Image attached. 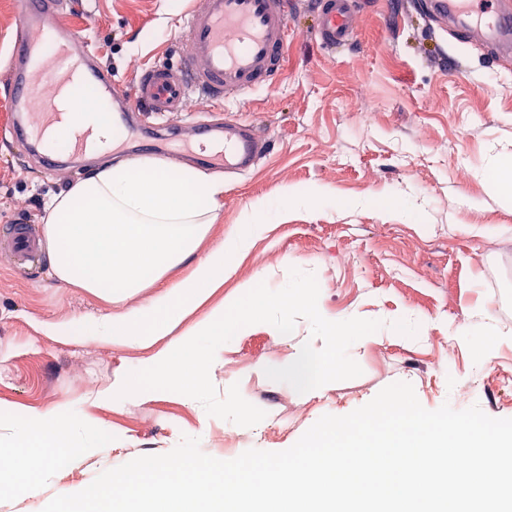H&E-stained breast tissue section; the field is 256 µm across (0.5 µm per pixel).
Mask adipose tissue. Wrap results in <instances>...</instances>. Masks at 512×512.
I'll return each instance as SVG.
<instances>
[{
	"mask_svg": "<svg viewBox=\"0 0 512 512\" xmlns=\"http://www.w3.org/2000/svg\"><path fill=\"white\" fill-rule=\"evenodd\" d=\"M77 103L84 122L97 124L100 141L92 159L100 168L53 197L46 206L44 238L56 278L93 295L132 296L150 289L145 304L75 329L50 326L48 335L67 339L82 333L94 340L131 349L150 348L171 335L224 281L236 258L247 254L264 224L300 207H330L334 201L320 187L292 188L279 198L250 202L223 242L204 257L195 252L208 233V205L223 193L196 168L170 167L145 156L135 162L106 163L111 130L101 124V104ZM188 266L183 278L170 272ZM94 422L67 405H50L22 420L9 432L17 455L4 464L16 482L49 477L76 451L77 438L91 440Z\"/></svg>",
	"mask_w": 512,
	"mask_h": 512,
	"instance_id": "obj_1",
	"label": "adipose tissue"
}]
</instances>
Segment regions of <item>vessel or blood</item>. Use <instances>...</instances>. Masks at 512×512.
<instances>
[{"label": "vessel or blood", "instance_id": "obj_1", "mask_svg": "<svg viewBox=\"0 0 512 512\" xmlns=\"http://www.w3.org/2000/svg\"><path fill=\"white\" fill-rule=\"evenodd\" d=\"M317 34L336 49L355 35L351 0H316ZM438 28L449 18L464 19L468 28L512 41V0H422ZM65 0H19L11 67L8 74L10 109L16 115L5 141L33 151L39 131L60 116L55 97L40 94L43 84L85 89L95 99L113 101L129 113L138 147L169 150L172 142L156 127L136 120L139 112H181L191 94L218 101H236L251 92L271 87L278 78L288 43L293 36L288 21V0H194L180 37L192 46L177 66L154 65L138 77L132 93L120 91L110 69L92 54L81 33L64 21ZM206 148L191 149V156L225 171H251L270 147L253 126L228 117L223 127L204 125ZM0 240L21 264L37 260L40 240L35 225L0 227Z\"/></svg>", "mask_w": 512, "mask_h": 512}]
</instances>
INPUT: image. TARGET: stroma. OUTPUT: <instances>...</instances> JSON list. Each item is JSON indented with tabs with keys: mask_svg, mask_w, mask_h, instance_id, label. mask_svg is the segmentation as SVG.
<instances>
[{
	"mask_svg": "<svg viewBox=\"0 0 512 512\" xmlns=\"http://www.w3.org/2000/svg\"><path fill=\"white\" fill-rule=\"evenodd\" d=\"M183 2L71 0L68 22L128 87L145 67L190 52L179 33L192 0ZM17 23L18 0H0V132L13 120L6 80ZM431 25L414 0H359L354 44L331 52L315 38L311 0H299L275 85L224 105L194 94L186 111L165 118L178 139L196 142L201 122H221L229 112L273 144L247 174L205 168L223 181L224 194L209 213L199 254L224 240L249 202L311 185L336 200L267 224L209 308L248 285L287 283L299 262L315 275L331 316L410 314L398 338L357 350L361 375L312 396L265 374L287 366L306 343L305 319L287 335L267 323L240 329L210 378L221 395L238 385L266 416L231 430L200 402L164 392L150 401L95 399L117 370L137 367L143 352L45 334L50 324L81 326L141 305L148 291L110 303L59 282L47 259L20 271L0 253V452L13 451L3 433L52 404H72L98 427L94 447H80L36 490H0V512H42L53 497L79 492L136 457L167 453L186 436L220 460L251 448L283 451L323 415L349 414L399 381L429 410L476 404L512 418V391L498 390L500 379H512V202L493 175L497 160L512 159V57L493 60L476 31H451L438 42ZM88 171L68 162L46 166L0 144V225L43 224L49 200ZM477 320L502 332L481 354L472 337L453 333Z\"/></svg>",
	"mask_w": 512,
	"mask_h": 512,
	"instance_id": "1",
	"label": "stroma"
}]
</instances>
